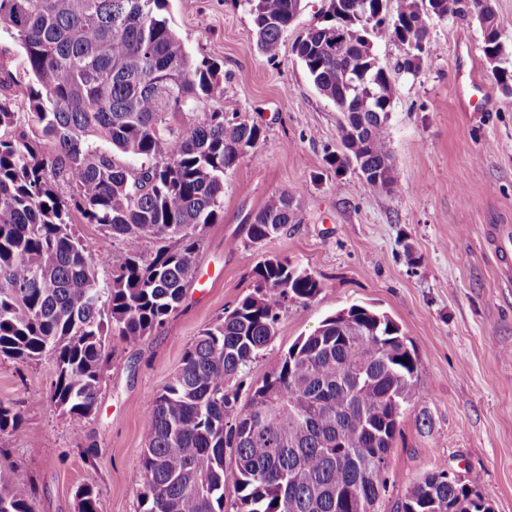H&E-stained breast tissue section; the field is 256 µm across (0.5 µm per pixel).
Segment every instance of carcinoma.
<instances>
[{"label":"carcinoma","instance_id":"cac0c4a2","mask_svg":"<svg viewBox=\"0 0 512 512\" xmlns=\"http://www.w3.org/2000/svg\"><path fill=\"white\" fill-rule=\"evenodd\" d=\"M169 0H0V30L23 50L35 125L55 146L40 157L24 133L0 136V355L55 364L51 401L61 414L96 408L110 339L130 345L163 326L180 306L200 233L223 208L224 175L255 154L261 128L216 107L221 68L195 61L169 25ZM259 50L276 55L303 0H243ZM329 0L339 17L296 44L314 86L341 111L343 150L329 158L358 172L377 193L397 190L387 127L391 79L374 54L376 32L406 21L428 38L443 16L483 22V52L501 61L503 43L489 0ZM382 16L371 19L378 9ZM344 27L351 58L326 46ZM112 146L102 150L94 143ZM120 152L139 167L121 165ZM62 182L71 201L54 187ZM77 210L132 245L97 287L95 253L71 229ZM293 197L269 198L251 218L261 243L293 223ZM154 242L150 252L135 244ZM253 291L203 329L182 366L152 399L141 457L140 512H378L400 418L419 394L418 363L386 313L352 305L300 336L262 382L239 400L234 379L267 350L280 312L312 302L322 289L311 272L277 256L259 261ZM21 414L0 402V436L16 434ZM233 464V493L225 471ZM32 488L0 481V512H33ZM77 512H98L90 487ZM392 512H492L472 488L434 469Z\"/></svg>","mask_w":512,"mask_h":512}]
</instances>
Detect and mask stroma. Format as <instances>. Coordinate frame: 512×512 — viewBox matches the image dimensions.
Wrapping results in <instances>:
<instances>
[{"label":"stroma","mask_w":512,"mask_h":512,"mask_svg":"<svg viewBox=\"0 0 512 512\" xmlns=\"http://www.w3.org/2000/svg\"><path fill=\"white\" fill-rule=\"evenodd\" d=\"M328 0H303L270 58L257 48L241 0H170L169 20L195 60L224 70V109L262 130L255 156L224 177V205L201 232L195 276L166 324L132 345H116L104 371L98 407L88 419L62 415L50 399L52 361L0 356V402L20 412L18 434L0 437V473L32 485L33 512H76L78 488L91 486L100 512H139L153 396L179 368L184 351L206 326L253 289V269L278 256L322 283L309 304L289 303L274 341L243 376L261 382L298 336L353 304L385 312L418 359L420 397L404 413L389 457L390 512L409 484L446 469L493 507L512 512V284L494 237L512 225V93L485 60L477 21L435 22L438 51L417 74L399 69L401 51L380 29L374 52L391 78L388 144L398 189L379 194L350 170L328 163L340 147L335 105L322 96L294 47L321 25ZM470 49L489 103L468 110L458 98L455 57ZM15 78L0 88L14 114L7 136L31 132L24 54L0 31V70ZM296 195V218L261 244L248 239L250 218L273 195ZM72 228L100 258L97 285L130 246L74 215Z\"/></svg>","instance_id":"stroma-1"}]
</instances>
